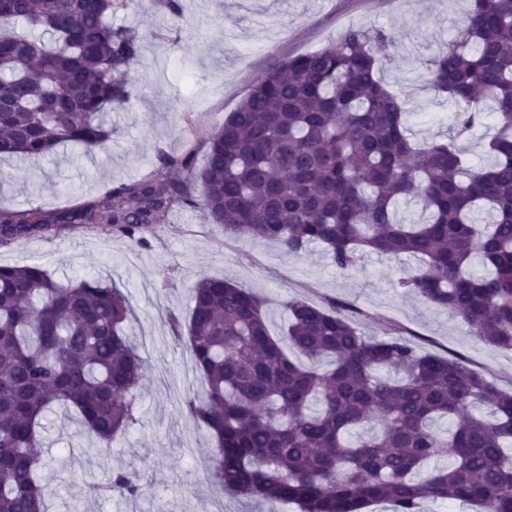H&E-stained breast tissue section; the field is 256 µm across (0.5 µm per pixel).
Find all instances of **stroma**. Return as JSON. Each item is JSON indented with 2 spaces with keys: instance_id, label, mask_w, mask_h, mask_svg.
<instances>
[{
  "instance_id": "35a3bbf8",
  "label": "stroma",
  "mask_w": 512,
  "mask_h": 512,
  "mask_svg": "<svg viewBox=\"0 0 512 512\" xmlns=\"http://www.w3.org/2000/svg\"><path fill=\"white\" fill-rule=\"evenodd\" d=\"M172 22L158 0H127L114 24L155 32L130 71L131 100L112 114L105 152L71 146L36 163H0V204L53 210L96 200L106 190L153 172L160 155L192 153L203 165L211 134L222 126L253 82L276 60L326 47L349 26L391 34L393 62L384 77L411 117L417 143L449 140L452 106L435 95L423 60L462 25L467 0H181ZM142 245L80 226L52 239L0 245V264L37 263L56 280L91 273L112 280L134 315L125 328L144 363L133 398L140 421L108 452L89 447L78 416L63 408L46 421L50 446L42 481L48 512H267L266 506L224 494L209 469L214 453L187 413V392L203 393L184 341L168 314L187 317L190 288L204 274L228 277L267 301L271 334H282L285 305L295 296L349 306L360 330L383 336L401 327L428 351L465 355L500 390L512 392V351L475 341L456 318L409 295L398 282L414 261L365 256L336 269L320 247L293 255L278 246L225 235L200 209L173 213L153 226ZM136 476L142 496H88L87 486L112 472Z\"/></svg>"
}]
</instances>
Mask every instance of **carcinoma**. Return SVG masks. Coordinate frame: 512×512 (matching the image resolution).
Returning a JSON list of instances; mask_svg holds the SVG:
<instances>
[{
	"mask_svg": "<svg viewBox=\"0 0 512 512\" xmlns=\"http://www.w3.org/2000/svg\"><path fill=\"white\" fill-rule=\"evenodd\" d=\"M124 6L0 0V159L107 147L104 116L129 103L128 72L156 37L112 25ZM392 45L383 29L352 26L278 60L210 138L202 168L164 155L96 201L1 205L0 243L87 224L142 245L171 212L201 208L226 235L293 254L317 245L343 271L372 253L416 258L400 288L512 350V0H469L465 24L425 62L431 88L456 105L455 137L488 116L497 124L488 167L450 142H410L382 77ZM412 200L419 220L399 215ZM265 307L224 277L191 288L188 350L205 393L184 405L216 445L224 493L299 512H420L427 500L512 512V392L401 331L367 336L340 306L290 299L280 338ZM130 315L125 294L93 276L64 284L37 264L0 265V512H46L37 474L53 406L74 408L99 450L138 422ZM92 490L143 494L124 472Z\"/></svg>",
	"mask_w": 512,
	"mask_h": 512,
	"instance_id": "1",
	"label": "carcinoma"
}]
</instances>
